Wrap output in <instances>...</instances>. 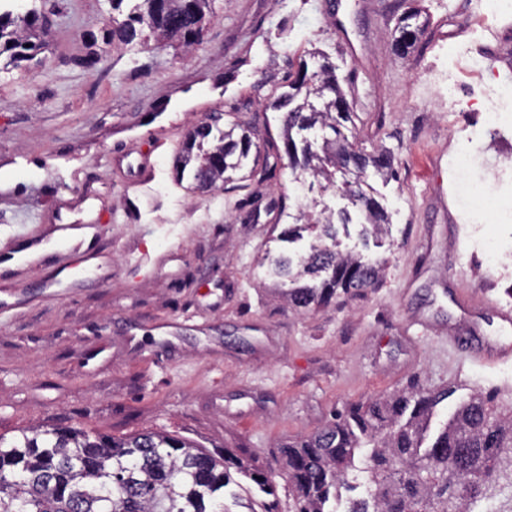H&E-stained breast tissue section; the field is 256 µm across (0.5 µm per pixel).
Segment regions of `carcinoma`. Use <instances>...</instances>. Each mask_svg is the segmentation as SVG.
Here are the masks:
<instances>
[{
    "label": "carcinoma",
    "instance_id": "cac0c4a2",
    "mask_svg": "<svg viewBox=\"0 0 512 512\" xmlns=\"http://www.w3.org/2000/svg\"><path fill=\"white\" fill-rule=\"evenodd\" d=\"M112 8L106 35L113 43L144 49L177 41L199 43L200 22L215 0H107ZM418 10L397 21L396 50L414 47L425 22ZM44 11L29 9L19 26L9 11L0 13L3 69L33 59L44 45ZM283 112L284 152L293 169L322 178L351 206L336 212H300L281 231L294 243L313 235L305 253L283 252L273 274L288 285V304L310 310L330 303L337 292L357 296L380 278L382 265L360 253H343L337 226L356 222L363 237L388 231V215L369 193L373 174L393 172L390 152L369 151L342 132L354 123L336 66L323 59L315 71L301 61L288 91L273 102ZM250 134L240 123L219 119L190 132L176 160L180 174L195 188L224 183V174L244 167L252 152ZM203 152L193 163V150ZM448 390L412 388L349 404L317 434L279 446L288 469L290 512H325L339 491H353L348 476L362 479L365 493L346 498L345 512H474L487 498H502L498 512H512V419L497 418L480 396L462 403L434 438H429L436 407ZM271 493L280 474L252 467L230 450L205 451L178 435L145 431L114 436L83 427L32 428L0 435V478L12 481L0 493V512H256L230 489L231 471Z\"/></svg>",
    "mask_w": 512,
    "mask_h": 512
}]
</instances>
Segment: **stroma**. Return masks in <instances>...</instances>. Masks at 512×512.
I'll use <instances>...</instances> for the list:
<instances>
[{
  "instance_id": "35a3bbf8",
  "label": "stroma",
  "mask_w": 512,
  "mask_h": 512,
  "mask_svg": "<svg viewBox=\"0 0 512 512\" xmlns=\"http://www.w3.org/2000/svg\"><path fill=\"white\" fill-rule=\"evenodd\" d=\"M410 9L427 24L400 57L396 22ZM58 11L45 51L0 70V253L88 218L112 245L111 274L98 279L62 248L0 293V433L167 431L274 468L278 444L321 430L345 403L413 386L451 389L435 429L474 395L512 416V362L452 376L414 323L425 314L487 341L512 337L494 312L512 298V126L477 154L494 211L461 206L454 166L497 81L468 57L512 43V12L486 18L483 0H216L199 44L140 52L103 42L107 0H59ZM316 50L345 81L357 139L388 148L396 176L373 183L392 221L380 246L363 247L356 224L339 236L342 250L383 264L377 287L297 312L259 264L270 231L297 210L348 204L295 182L283 115L269 107ZM216 112L250 131L262 164L201 193L174 159Z\"/></svg>"
}]
</instances>
